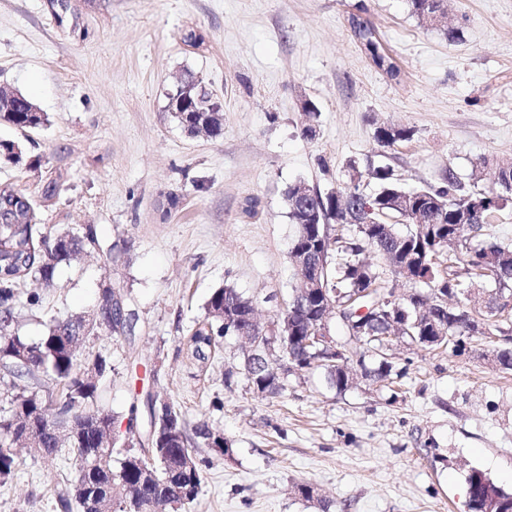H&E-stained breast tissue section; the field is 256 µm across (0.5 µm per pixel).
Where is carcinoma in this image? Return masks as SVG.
Instances as JSON below:
<instances>
[{"label": "carcinoma", "instance_id": "1", "mask_svg": "<svg viewBox=\"0 0 512 512\" xmlns=\"http://www.w3.org/2000/svg\"><path fill=\"white\" fill-rule=\"evenodd\" d=\"M410 12L432 22L445 13L446 0H407ZM354 33L373 61L394 76L397 66L380 52L375 30L358 22ZM179 94H168L167 108L180 126L193 134L201 119L210 120L208 134L217 136L223 130L219 116L200 112H179L175 107ZM11 111L0 112V121L21 130H35L48 121L44 112L19 91L12 93ZM410 131L391 125L376 127L375 136L383 146H391L409 138ZM490 166L492 174L503 189L493 195L482 192H464L453 173L443 175L444 185L437 189L404 190L394 178L392 170L383 165L370 166L368 175L379 189L366 195L354 184L341 192L309 194L304 183L288 187L289 218L298 228L290 255L300 249L314 251V260L304 270L296 272L297 286L293 289L286 312L279 324H288L284 343L288 347L289 367L275 366L269 360L266 346L258 342V351L247 352L244 359L252 361L246 369L252 391L259 396H275L285 389L283 374L314 367L315 350L305 343L308 331L319 324L322 305L340 302L344 313L358 322L365 318L362 309L380 305L388 311L386 319L368 324V330L356 337L360 352L362 377L372 381L386 380L393 365L387 358L383 335L390 321L402 323L397 340L418 343L423 340L432 346L446 345L457 350L456 336L469 335L470 326L490 319L493 313L474 311L467 306L457 308L455 324L448 325V313L437 306L428 315L417 317L406 302L391 303L388 282L383 273L375 270L362 258L365 252L377 254L389 270L397 275L408 269V282L422 284L425 293L457 294L464 287L461 273L468 278H487L495 285L494 292L501 298L512 299V243L486 244L483 237L494 214L512 204V159ZM484 201L482 210L470 213L472 200ZM373 208L375 224H364L360 211L364 205ZM393 219L406 223L401 232ZM355 226L356 232L344 237L340 231ZM102 248L94 226L87 224L78 230L53 232L39 222L38 204L29 195L10 184H0V367L13 378L8 407L0 413V480L13 477L18 467L17 455L12 451V437L28 435L39 440L47 454L67 446L74 449L80 483H72L68 496L60 499L63 512H70L71 502L80 507L98 504L95 512H152L155 504L170 507L173 512L193 502L199 495L204 474L210 460L195 453L197 441L224 451V435L202 423L188 429L186 420L175 409L170 412L179 424V434L161 443L151 451H125L114 458V447L101 446L104 427L114 420L111 412L97 405L102 381L111 370L107 359L99 354L80 357L71 349L67 336L72 326L66 319L53 318L47 323L43 336L29 342L20 336L18 305L21 303V283L28 277L41 281L46 287L55 285L58 269L77 254ZM448 251V265L438 261ZM251 300L234 288L216 289L206 304L205 319L192 329L189 342L192 353L205 358V350L221 342L228 335L248 324L253 312ZM27 354L31 365L16 364L14 355ZM377 359L373 368L365 365V357ZM332 384L338 391L353 383V375L341 368H328ZM45 376L52 391L39 394L24 380ZM83 418L84 437L66 435L55 438L42 430L27 432L26 419L43 422L44 417ZM468 506L473 512H491L492 508L512 512V493L505 492L482 470L473 468L466 478Z\"/></svg>", "mask_w": 512, "mask_h": 512}]
</instances>
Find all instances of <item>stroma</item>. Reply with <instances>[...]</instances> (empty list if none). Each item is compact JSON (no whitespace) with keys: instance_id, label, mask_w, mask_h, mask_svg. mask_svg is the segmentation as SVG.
I'll list each match as a JSON object with an SVG mask.
<instances>
[{"instance_id":"35a3bbf8","label":"stroma","mask_w":512,"mask_h":512,"mask_svg":"<svg viewBox=\"0 0 512 512\" xmlns=\"http://www.w3.org/2000/svg\"><path fill=\"white\" fill-rule=\"evenodd\" d=\"M58 21L48 0H0V87L48 115L0 137L42 156L39 170L1 165L0 183L39 196L52 230L94 225L112 255L91 252L59 268L56 287L26 283L41 304L21 309L36 341L53 317L95 309L112 287L130 327L86 337L84 352L112 371L101 401L127 442L129 409L163 396L188 422L223 431L229 450L210 458L202 490L182 512H470L466 475L481 457L512 490V370L493 343L465 338L460 352L393 343L395 374L336 391L324 369L296 371L282 394L256 396L240 339L224 337L196 359L189 331L213 291L235 288L264 322L283 314L295 284L297 231L286 192L302 182L327 193L350 184V163L390 166L407 189L439 187L452 171L466 191L481 161L512 156V0H448L455 41L412 15L406 0H68ZM377 33L398 67L390 75L364 52L354 19ZM192 30L205 42H185ZM224 109L215 138L189 136L167 95L186 77ZM319 111L315 137L304 101ZM406 127L390 147L377 123ZM178 207H170L171 194ZM0 482V512H62L75 478L70 448L17 451Z\"/></svg>"}]
</instances>
